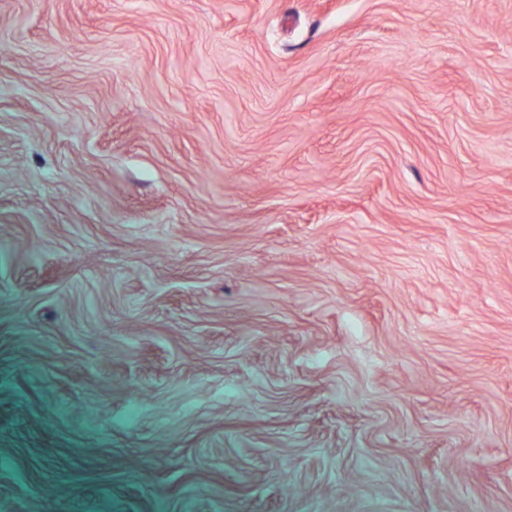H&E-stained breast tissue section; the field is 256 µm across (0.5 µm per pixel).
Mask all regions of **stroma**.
I'll list each match as a JSON object with an SVG mask.
<instances>
[{"label":"stroma","mask_w":512,"mask_h":512,"mask_svg":"<svg viewBox=\"0 0 512 512\" xmlns=\"http://www.w3.org/2000/svg\"><path fill=\"white\" fill-rule=\"evenodd\" d=\"M512 512V0H0V512Z\"/></svg>","instance_id":"obj_1"}]
</instances>
